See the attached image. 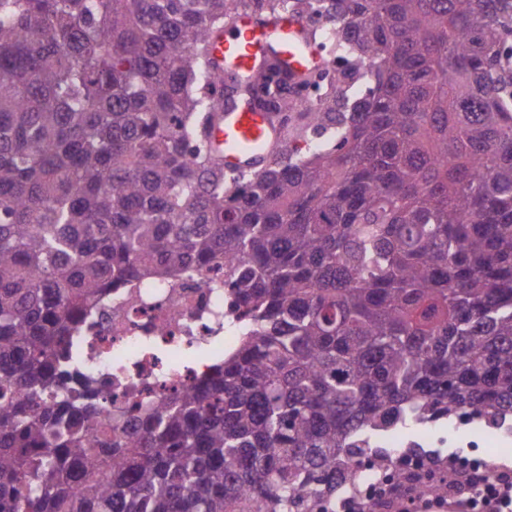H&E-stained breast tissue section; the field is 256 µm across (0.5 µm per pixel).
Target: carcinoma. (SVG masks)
Returning a JSON list of instances; mask_svg holds the SVG:
<instances>
[{
	"label": "carcinoma",
	"mask_w": 512,
	"mask_h": 512,
	"mask_svg": "<svg viewBox=\"0 0 512 512\" xmlns=\"http://www.w3.org/2000/svg\"><path fill=\"white\" fill-rule=\"evenodd\" d=\"M305 1L342 68L237 176L212 39ZM508 45L512 0H0V512H330L373 436L512 417ZM220 260L237 347L123 434L79 326Z\"/></svg>",
	"instance_id": "carcinoma-1"
}]
</instances>
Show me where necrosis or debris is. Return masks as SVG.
Here are the masks:
<instances>
[{
	"mask_svg": "<svg viewBox=\"0 0 512 512\" xmlns=\"http://www.w3.org/2000/svg\"><path fill=\"white\" fill-rule=\"evenodd\" d=\"M212 272L179 274L162 279H136L112 289L107 301L81 326L77 364L96 374L107 411L124 413V432H133L143 403H159L206 377L211 367L235 346V315L228 293L211 287ZM454 429L465 447L478 448L512 437V425L488 417L459 416ZM429 431H421L411 447L408 466L390 459L385 466L373 454L358 457L353 480L357 512H379L394 491H403L409 506L429 502L431 485L445 482L448 471L464 475L482 470L483 461L470 458L433 459L426 449ZM422 472L414 487H407L406 467Z\"/></svg>",
	"mask_w": 512,
	"mask_h": 512,
	"instance_id": "obj_1",
	"label": "necrosis or debris"
}]
</instances>
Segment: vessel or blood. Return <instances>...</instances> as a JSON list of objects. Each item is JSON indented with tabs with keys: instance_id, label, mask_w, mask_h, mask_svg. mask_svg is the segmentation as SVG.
<instances>
[{
	"instance_id": "b4317fda",
	"label": "vessel or blood",
	"mask_w": 512,
	"mask_h": 512,
	"mask_svg": "<svg viewBox=\"0 0 512 512\" xmlns=\"http://www.w3.org/2000/svg\"><path fill=\"white\" fill-rule=\"evenodd\" d=\"M211 54L219 71H233L249 79L261 73L269 58H278L289 77L324 66V58L303 19L282 14L257 20L245 13L213 41ZM282 129L273 113L246 100H224V118L210 131V141L225 169L260 173L266 156L280 141Z\"/></svg>"
}]
</instances>
